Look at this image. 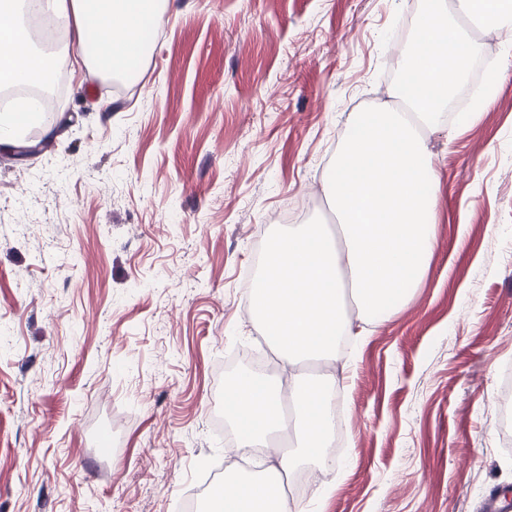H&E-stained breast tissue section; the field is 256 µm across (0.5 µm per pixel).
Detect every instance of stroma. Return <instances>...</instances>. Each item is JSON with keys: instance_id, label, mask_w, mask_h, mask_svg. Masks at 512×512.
I'll return each instance as SVG.
<instances>
[{"instance_id": "1", "label": "stroma", "mask_w": 512, "mask_h": 512, "mask_svg": "<svg viewBox=\"0 0 512 512\" xmlns=\"http://www.w3.org/2000/svg\"><path fill=\"white\" fill-rule=\"evenodd\" d=\"M427 0H169L111 80L64 71L0 149V512H185L228 463L211 416L260 334L244 310L270 216L335 224L327 168L388 100ZM429 147L442 185L411 300L362 320L336 387L346 448L305 512H483L512 498V26L480 35Z\"/></svg>"}]
</instances>
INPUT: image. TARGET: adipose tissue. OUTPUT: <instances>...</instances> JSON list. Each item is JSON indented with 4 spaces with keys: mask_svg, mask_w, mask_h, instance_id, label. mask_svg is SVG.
<instances>
[{
    "mask_svg": "<svg viewBox=\"0 0 512 512\" xmlns=\"http://www.w3.org/2000/svg\"><path fill=\"white\" fill-rule=\"evenodd\" d=\"M68 33L59 65L107 77L126 75L149 51L146 32L164 19L162 0H36ZM22 0H0V82L42 85L49 62L18 22ZM512 25V0H429L417 39L397 69L411 90L400 104L355 113L332 160L326 191L338 224H299L271 234L266 262L248 288L247 309L277 351L296 366H333L352 335L350 309L387 318L426 275L433 252L431 217L441 177L428 137L467 84L479 40L466 27ZM336 376L321 382L245 373L224 390V416L240 444L255 447L291 427L292 453L258 473L228 472L202 512H294L282 478L305 461L323 465L336 431Z\"/></svg>",
    "mask_w": 512,
    "mask_h": 512,
    "instance_id": "obj_1",
    "label": "adipose tissue"
}]
</instances>
